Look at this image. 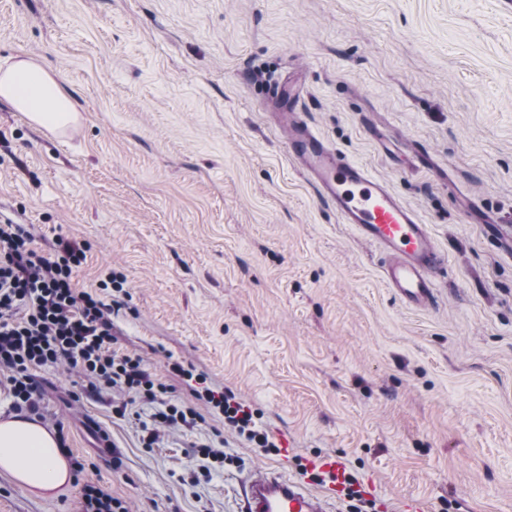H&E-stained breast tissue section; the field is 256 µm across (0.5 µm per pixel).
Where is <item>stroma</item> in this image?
<instances>
[{"instance_id": "35a3bbf8", "label": "stroma", "mask_w": 512, "mask_h": 512, "mask_svg": "<svg viewBox=\"0 0 512 512\" xmlns=\"http://www.w3.org/2000/svg\"><path fill=\"white\" fill-rule=\"evenodd\" d=\"M27 54L81 112L55 135L0 101V217L86 243L78 288L122 275L117 349L204 420L147 448L154 406L118 418L42 368L44 422L84 469L48 496L0 472V512H76L88 484L128 512H239L241 477L290 444L289 474L336 454L392 507L512 512V0H0V59ZM293 72L308 122L429 224L435 308L394 297L290 158L265 100ZM174 361L279 452L225 431ZM201 445L228 461L204 472Z\"/></svg>"}]
</instances>
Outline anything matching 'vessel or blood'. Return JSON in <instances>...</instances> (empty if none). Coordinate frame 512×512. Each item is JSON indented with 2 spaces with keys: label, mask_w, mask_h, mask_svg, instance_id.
Returning a JSON list of instances; mask_svg holds the SVG:
<instances>
[{
  "label": "vessel or blood",
  "mask_w": 512,
  "mask_h": 512,
  "mask_svg": "<svg viewBox=\"0 0 512 512\" xmlns=\"http://www.w3.org/2000/svg\"><path fill=\"white\" fill-rule=\"evenodd\" d=\"M301 92V83L289 79L276 86L272 97L289 156L304 167L339 222L351 225L359 239L381 250V276L395 297L412 309L435 307V276L445 268L446 256L429 225L388 182L364 164L341 156L309 125L296 110ZM307 470L324 481V489H313L279 467L248 476L240 512H332L349 486L343 459L318 456L308 461Z\"/></svg>",
  "instance_id": "vessel-or-blood-1"
}]
</instances>
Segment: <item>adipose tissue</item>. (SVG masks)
<instances>
[{
	"instance_id": "obj_1",
	"label": "adipose tissue",
	"mask_w": 512,
	"mask_h": 512,
	"mask_svg": "<svg viewBox=\"0 0 512 512\" xmlns=\"http://www.w3.org/2000/svg\"><path fill=\"white\" fill-rule=\"evenodd\" d=\"M0 101L51 132L64 130L79 112L56 75L31 57L0 66ZM0 471L36 493L61 489L70 479L56 431L20 417L0 422Z\"/></svg>"
}]
</instances>
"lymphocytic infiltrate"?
Returning <instances> with one entry per match:
<instances>
[{"label": "lymphocytic infiltrate", "instance_id": "1", "mask_svg": "<svg viewBox=\"0 0 512 512\" xmlns=\"http://www.w3.org/2000/svg\"><path fill=\"white\" fill-rule=\"evenodd\" d=\"M85 259V244L59 236L45 253L25 225L0 219V376L10 386L14 410L40 414L44 387L35 372L64 365L82 379V396L105 389L125 394L126 402L112 408L116 416H125L132 401L156 404L145 445L155 444L160 430L193 428L199 412L167 401V386L156 381L141 356L114 349L112 315L121 303L104 301L101 294L122 292L125 280L109 272L99 282V294L80 290L75 274ZM170 370L195 381V398L223 414L225 427L265 452L275 451L257 429L254 412L234 394L208 386L204 375L182 363H172Z\"/></svg>", "mask_w": 512, "mask_h": 512}]
</instances>
